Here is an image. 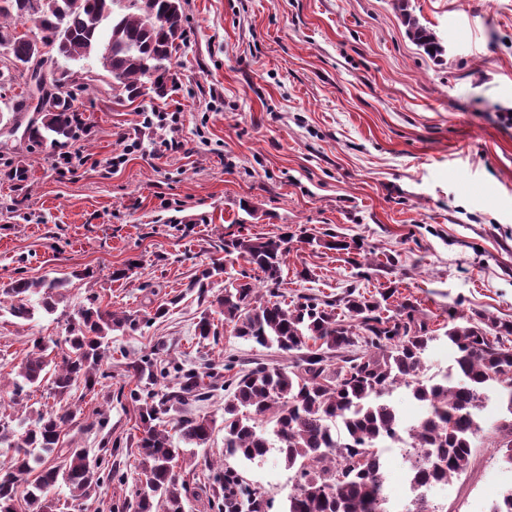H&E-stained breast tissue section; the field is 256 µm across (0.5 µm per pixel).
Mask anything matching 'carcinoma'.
I'll use <instances>...</instances> for the list:
<instances>
[{
	"label": "carcinoma",
	"mask_w": 512,
	"mask_h": 512,
	"mask_svg": "<svg viewBox=\"0 0 512 512\" xmlns=\"http://www.w3.org/2000/svg\"><path fill=\"white\" fill-rule=\"evenodd\" d=\"M394 7L412 42L433 58L444 55L442 42L413 14L410 0H395ZM184 22L181 0H0V50L16 66L12 74L0 72V83L28 85V71L42 66L49 53L74 60L93 55L112 79L113 95L130 101L164 98L173 89L171 66L183 45ZM26 24L28 31H17ZM70 76L64 70L51 86L40 88L49 109L25 125L19 115L31 107L28 94L4 103L0 125L9 121L14 129H23L33 146H67L79 127ZM219 249L226 257L242 258L249 269L224 284L210 304L233 325L237 337L277 347L292 357L291 365L276 368L255 361L236 372V360L229 356L204 371L178 366L174 382L158 390H129L126 398L138 412L140 472L134 501L124 508L185 512L187 488L176 471L184 449L174 445L170 424L179 440L193 448L207 447L215 430H222L224 453L249 462L263 460L272 442L279 443L277 451L297 477L285 512H387L376 449L404 431L414 458V481L435 485L460 478L471 468L476 442L484 433L480 412L496 386L506 393L502 424L494 434L512 466V323L493 318L473 322L463 316L452 322L444 337L454 349V366L438 379H426L423 355L437 337L413 303H401L385 316L390 294L369 300L349 290L335 300L302 295L289 305L277 300L288 239L232 237ZM223 276L219 258L191 287L205 299ZM73 277L78 274L17 277L0 285V304L25 321L41 311L52 314ZM259 282L269 293L265 301L257 296ZM168 312L160 305L150 319L118 316L90 295L66 313L68 335L63 340H31L12 381L13 401L23 400L48 377L56 405L38 412L22 431L0 418V446L13 449L9 464L0 467V512H18V488L32 474L24 512H57L50 492L60 482L73 499L88 500L112 481L117 470L107 455L94 458L65 443L63 431L81 411L70 398L79 387L94 392L107 376L101 366L110 353L112 332H134ZM196 332L202 341H219L206 312ZM130 368L138 381H154L156 353L140 356ZM398 386L410 390L426 408L413 425H402L391 400ZM220 388L222 420L171 417L170 412L191 402L210 400ZM224 485L237 493L211 502L217 512H242L262 496L236 472L224 476Z\"/></svg>",
	"instance_id": "cac0c4a2"
}]
</instances>
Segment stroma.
<instances>
[{"instance_id": "obj_1", "label": "stroma", "mask_w": 512, "mask_h": 512, "mask_svg": "<svg viewBox=\"0 0 512 512\" xmlns=\"http://www.w3.org/2000/svg\"><path fill=\"white\" fill-rule=\"evenodd\" d=\"M412 6L442 40V61L406 38L393 0H183L185 42L167 98L131 103L104 82L77 93L83 129L70 149L84 164L55 169L48 149L0 134V284L69 272L66 304L94 293L119 314L170 306L139 332L113 333L108 376L64 437L93 454L104 438L123 441L114 457L124 482L82 507L58 486V512H109L134 497L138 456L125 442L138 414L116 399L137 384L131 358L161 342L168 372L230 355L288 365L220 314L219 344L197 342L209 305L189 286L224 236L287 237L285 301L354 287L369 299L390 292L393 306L414 302L436 335L428 377L453 363L452 318L512 322V0ZM154 112L179 113L178 127L145 126ZM17 166L25 182L9 178ZM309 234L317 245L303 243ZM333 238L348 250L328 249ZM131 260L130 278L112 281ZM65 334L63 311L30 321L0 312V400L11 418L52 404L44 386L12 404V368L33 338ZM213 465L260 487L261 512H284L294 474L279 453L259 463L225 456L220 431L179 471L186 512H210L201 490ZM509 490L512 466L488 432L470 472L430 499L446 512H490Z\"/></svg>"}]
</instances>
